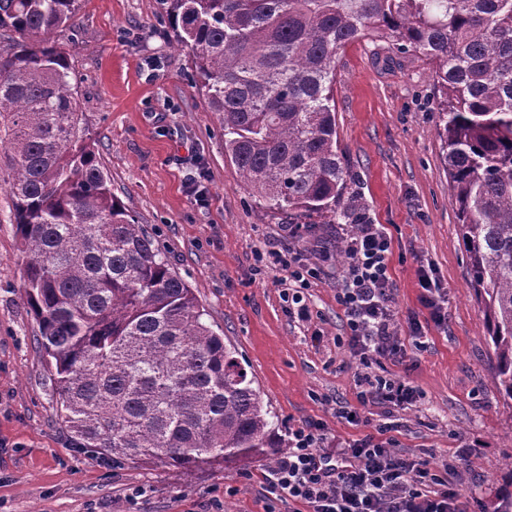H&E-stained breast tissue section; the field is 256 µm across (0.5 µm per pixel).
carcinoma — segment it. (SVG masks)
<instances>
[{
	"mask_svg": "<svg viewBox=\"0 0 512 512\" xmlns=\"http://www.w3.org/2000/svg\"><path fill=\"white\" fill-rule=\"evenodd\" d=\"M80 0H0V144L26 247L25 303L74 446L114 467L272 460L253 378L187 282L112 192L60 41ZM176 47L224 129L244 187L293 219L360 224L336 137L349 43L423 56L469 273L512 401V0H166Z\"/></svg>",
	"mask_w": 512,
	"mask_h": 512,
	"instance_id": "obj_1",
	"label": "carcinoma"
}]
</instances>
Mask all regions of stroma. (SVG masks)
Segmentation results:
<instances>
[{
	"label": "stroma",
	"instance_id": "stroma-1",
	"mask_svg": "<svg viewBox=\"0 0 512 512\" xmlns=\"http://www.w3.org/2000/svg\"><path fill=\"white\" fill-rule=\"evenodd\" d=\"M64 42L113 192L234 345L279 436L317 421L323 447L331 448L390 423L395 449L432 470L467 450L469 464L452 481L473 512H493L512 495V478L500 470L512 461V403L495 386L427 61L385 40L360 39L343 49L336 74L338 141L368 216L392 238L393 309L398 321L415 317L427 334L426 349L409 350L407 366L383 365L419 393L414 404L395 407L356 397V365L336 301L343 265L319 253L335 251L339 225H312L294 243L304 262L322 267L304 292L307 320L289 315L282 271L259 268L257 253L284 236L287 219L241 186L191 61L172 46L163 0H81ZM10 178L0 150V512H306L268 492L262 460L194 471L116 468L72 447L24 300L26 253L12 222ZM193 178L208 206L188 195ZM423 266L448 294L447 328L434 327L420 302ZM341 407L357 410L362 424L337 417Z\"/></svg>",
	"mask_w": 512,
	"mask_h": 512
}]
</instances>
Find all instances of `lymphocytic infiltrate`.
Masks as SVG:
<instances>
[{
    "instance_id": "f902f5d3",
    "label": "lymphocytic infiltrate",
    "mask_w": 512,
    "mask_h": 512,
    "mask_svg": "<svg viewBox=\"0 0 512 512\" xmlns=\"http://www.w3.org/2000/svg\"><path fill=\"white\" fill-rule=\"evenodd\" d=\"M301 231V225H289L286 236L265 255L271 264L287 270V278L279 282L281 293L302 315L306 307L301 291L319 277L320 269L299 263L291 241ZM343 242L346 269L336 300L344 311L352 358L365 369L385 361L404 363L407 350L392 308L391 238L385 226L356 225ZM357 386L363 403L401 406L417 398L404 380L367 371ZM321 430L318 422L290 429L288 450L266 477L279 496L305 504L307 512H469V503L449 479L463 469L466 455H456L439 474L426 461L396 453L391 439L370 434L346 447L316 452Z\"/></svg>"
}]
</instances>
